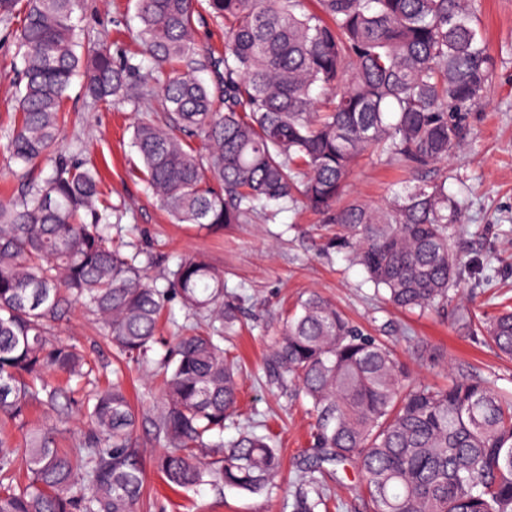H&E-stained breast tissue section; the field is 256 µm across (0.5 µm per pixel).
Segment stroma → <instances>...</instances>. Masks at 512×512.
<instances>
[{
    "instance_id": "stroma-1",
    "label": "stroma",
    "mask_w": 512,
    "mask_h": 512,
    "mask_svg": "<svg viewBox=\"0 0 512 512\" xmlns=\"http://www.w3.org/2000/svg\"><path fill=\"white\" fill-rule=\"evenodd\" d=\"M135 0H84L77 32L84 47L118 41L136 51ZM494 74L486 102L468 114L466 130L450 160L411 172L386 160L362 158L349 178L346 199L381 204L406 187L449 176V188L466 205L452 245L465 273L447 308L418 317L374 300L359 267L349 266L335 246L336 227L297 206H284L271 221L228 224L212 232L176 224L144 189L142 163L130 146L132 127L143 115L129 103H101L72 88L64 103L63 148L96 166L113 207V237L151 252L160 265L175 266L184 255L202 251L224 273L225 293L240 307L233 338L239 358L240 411L256 424L267 423L276 437L283 466L267 492L247 494L205 486L173 491L148 470L146 505L136 512H292L293 491L305 472L312 419L294 391L270 382L265 356L298 298L309 291L333 301L355 324L377 336L409 366L415 379L445 382L449 370L512 387V361L470 337L456 319L457 308L474 317L494 312L512 298V0H479ZM20 60L9 28L0 22V200L21 195L36 173L14 162L4 149L15 108ZM104 329L82 308H74L55 328L58 339L85 344L101 373L120 370L142 418L138 435L145 460L158 451L149 422L158 403V382L133 364H123L103 339Z\"/></svg>"
}]
</instances>
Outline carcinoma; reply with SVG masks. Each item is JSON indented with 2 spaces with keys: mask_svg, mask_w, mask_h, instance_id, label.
<instances>
[{
  "mask_svg": "<svg viewBox=\"0 0 512 512\" xmlns=\"http://www.w3.org/2000/svg\"><path fill=\"white\" fill-rule=\"evenodd\" d=\"M137 0L141 50L84 49L73 18L82 0H0L21 17L18 116L7 149L50 173L0 201V512H136L143 500L139 414L120 376L75 397L90 380L85 350L54 339L76 305L95 315L124 358L156 367L162 398L151 418L163 450L154 467L173 488L261 494L282 461L273 437L236 424L239 374L224 334L239 321L224 276L198 253L149 273L151 256L112 241L95 168L60 147L62 104L76 77L84 94L145 103L132 146L142 180L179 224H249L271 204L302 203L339 226L336 244L395 308L448 304L461 280L451 248L463 208L448 176L376 205L338 204L359 158L406 169L448 161L466 113L488 97L494 59L477 0ZM224 25L217 52L195 39V14ZM202 140L204 156L191 146ZM179 300L207 322L154 357L165 306ZM512 358V307L472 319ZM270 380L308 400L315 423L295 512L326 506L327 470L362 477L369 512H512V391L450 376L422 384L378 338L316 292L298 301L266 360ZM89 429L75 448L30 427L34 406ZM25 432V448L12 431Z\"/></svg>",
  "mask_w": 512,
  "mask_h": 512,
  "instance_id": "1",
  "label": "carcinoma"
}]
</instances>
